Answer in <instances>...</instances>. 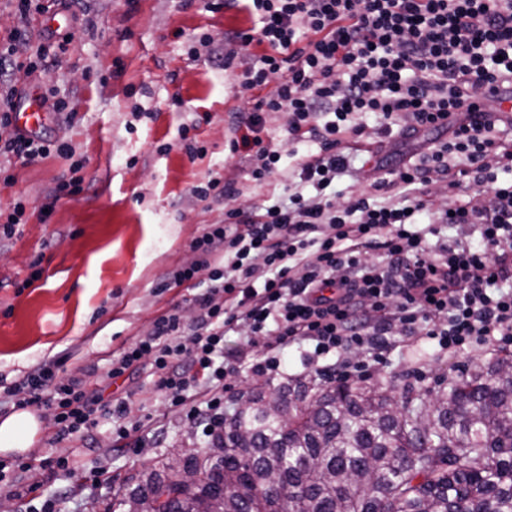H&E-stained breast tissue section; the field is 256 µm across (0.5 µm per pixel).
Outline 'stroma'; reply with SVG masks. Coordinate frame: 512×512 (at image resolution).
<instances>
[{
	"mask_svg": "<svg viewBox=\"0 0 512 512\" xmlns=\"http://www.w3.org/2000/svg\"><path fill=\"white\" fill-rule=\"evenodd\" d=\"M211 0H76L60 19L72 41L58 63L42 67L26 82L27 92L49 109L43 138L66 142L82 159L80 191L61 198L49 217L40 210L57 184L70 176V161L52 155L34 163L0 164V212L25 206L17 234L0 243V377L22 380L39 365L59 360V378L83 377L86 368H105L153 328L165 310L179 308L185 321L196 314L193 290L167 287L168 274L194 261L191 242L204 225L223 222L225 212L246 210L268 198L287 196L295 152L307 142L288 141V115L268 112L260 136L282 154L278 173L263 185L250 177L244 154H231V121L248 112L257 90L245 87L246 59L224 68L199 43L202 35L223 43L226 32L254 24L244 11L214 10ZM69 112H54L56 100ZM361 137L340 149L352 167L331 190L347 201L384 178L401 153L419 152L420 140L383 135L374 115L361 118ZM206 153L190 159L186 142ZM387 161L375 169L370 156ZM233 184V194L198 200L193 187L211 179ZM39 279H31L33 265ZM266 337L243 357L245 339L230 332L224 358L240 367L228 381L224 408L232 410L239 392L260 372ZM498 345L476 342L455 354L438 351L423 331L403 337L379 357L354 351V379L393 380L426 392L446 382L470 359L495 356ZM88 393L126 402V424L140 429L116 444L110 423L89 431L83 454L87 472L72 483L63 472L42 467L45 455L68 456L78 439H56L50 410L39 411L42 432L22 459L25 482L44 494L61 493V512H122L117 490L135 482L145 466L186 446L205 447L194 418L170 406L148 370L115 380L99 377ZM109 467L112 480L95 483L93 471Z\"/></svg>",
	"mask_w": 512,
	"mask_h": 512,
	"instance_id": "stroma-1",
	"label": "stroma"
}]
</instances>
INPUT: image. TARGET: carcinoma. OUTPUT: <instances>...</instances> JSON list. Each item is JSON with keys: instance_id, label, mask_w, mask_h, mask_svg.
I'll return each instance as SVG.
<instances>
[{"instance_id": "obj_1", "label": "carcinoma", "mask_w": 512, "mask_h": 512, "mask_svg": "<svg viewBox=\"0 0 512 512\" xmlns=\"http://www.w3.org/2000/svg\"><path fill=\"white\" fill-rule=\"evenodd\" d=\"M512 352L435 392L303 377L240 393L224 436L141 472L142 512H512Z\"/></svg>"}]
</instances>
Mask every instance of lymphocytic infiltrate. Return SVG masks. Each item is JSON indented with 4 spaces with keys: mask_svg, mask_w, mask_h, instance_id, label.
<instances>
[{
    "mask_svg": "<svg viewBox=\"0 0 512 512\" xmlns=\"http://www.w3.org/2000/svg\"><path fill=\"white\" fill-rule=\"evenodd\" d=\"M250 13L254 25L226 36L232 63L250 46L262 49L244 72L247 85L275 90L237 114L242 134L230 143L245 152L250 176L265 183L281 155L258 131L266 112L288 115L291 141H314L299 158L301 190L287 202L225 213L191 243L194 264L175 269L169 287L194 289L197 314L178 308L156 319L146 337L109 362L116 379L150 365L155 388L171 405L199 419L213 438L224 430V337L274 330L279 349L310 345L312 360L356 347L385 348L394 329L426 334L446 351L477 340L512 346V143L502 137L512 117H492L499 91L512 88V0H223ZM71 41L39 34L27 62L0 48L13 79L0 85V128H12L0 155L35 162L75 151L66 142L13 129L17 81L55 63ZM380 116L384 131L412 138L437 133L424 152L409 156L340 209L327 188L347 166L339 147L361 136L356 118ZM447 183L455 200L436 207L430 184ZM456 228L439 239V225ZM479 234L480 246L469 237ZM206 280H199L200 271ZM44 363L5 395L21 408H52L57 438L80 435L101 419L116 420V441L130 438L125 403L88 397L83 378L58 380ZM205 393L204 406L190 390Z\"/></svg>",
    "mask_w": 512,
    "mask_h": 512,
    "instance_id": "f902f5d3",
    "label": "lymphocytic infiltrate"
}]
</instances>
